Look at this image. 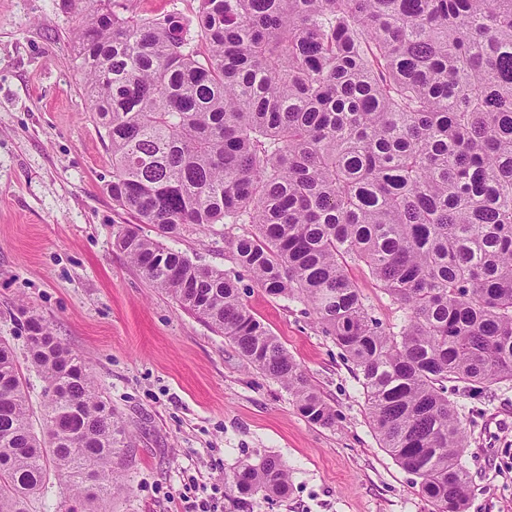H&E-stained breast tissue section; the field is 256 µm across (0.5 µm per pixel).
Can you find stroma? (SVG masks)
I'll return each mask as SVG.
<instances>
[{
    "instance_id": "obj_1",
    "label": "stroma",
    "mask_w": 512,
    "mask_h": 512,
    "mask_svg": "<svg viewBox=\"0 0 512 512\" xmlns=\"http://www.w3.org/2000/svg\"><path fill=\"white\" fill-rule=\"evenodd\" d=\"M116 11L194 18L198 0H110ZM78 0H0V336L27 362V317L84 356L123 425L129 452L118 489L96 512H224V474L278 456L286 497L261 512H428L413 477L380 447L348 362L306 302L243 289L336 411L309 423L282 384L250 367L205 322L154 288L115 245L135 222L106 190L112 158L86 110L72 38ZM169 247L225 270L224 227L194 226ZM351 279L382 327L404 312L364 265ZM466 430V512H512V382L449 383Z\"/></svg>"
}]
</instances>
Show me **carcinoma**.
<instances>
[{"instance_id": "1", "label": "carcinoma", "mask_w": 512, "mask_h": 512, "mask_svg": "<svg viewBox=\"0 0 512 512\" xmlns=\"http://www.w3.org/2000/svg\"><path fill=\"white\" fill-rule=\"evenodd\" d=\"M94 2L73 54L112 155L107 190L158 235L128 225L116 246L333 426L241 277L162 242L224 225L234 263L305 301L355 366L380 446L431 512H465L467 437L446 383L512 381V0H199L191 21ZM352 263L405 311L397 329L372 316ZM26 323L45 431L0 337V512H29L52 476L92 504L118 488L121 426L86 361ZM289 482L274 455L242 461L224 474L225 512Z\"/></svg>"}]
</instances>
